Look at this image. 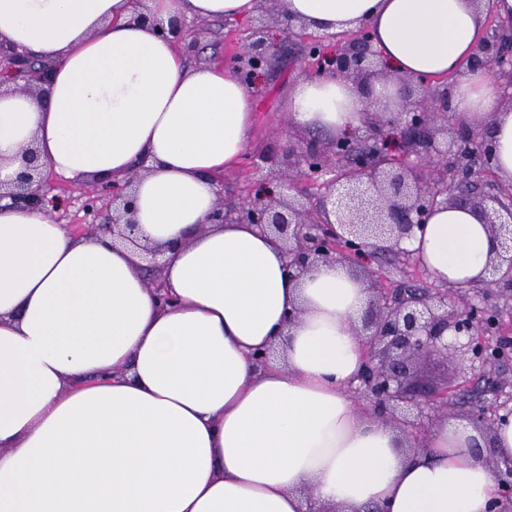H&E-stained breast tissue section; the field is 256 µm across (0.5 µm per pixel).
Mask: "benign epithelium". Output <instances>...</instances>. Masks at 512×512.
<instances>
[{"instance_id": "7a95c632", "label": "benign epithelium", "mask_w": 512, "mask_h": 512, "mask_svg": "<svg viewBox=\"0 0 512 512\" xmlns=\"http://www.w3.org/2000/svg\"><path fill=\"white\" fill-rule=\"evenodd\" d=\"M279 0H260L255 24L239 49L227 60L247 81L255 80L267 67L270 45L262 22L268 5ZM137 19L151 24L165 36H183L182 22L169 24L146 13ZM307 57L317 60L320 71L367 83L374 78L390 79L378 69L368 25L361 24L347 40L342 52L321 54L319 39L306 38ZM9 69L27 78L28 89L41 92L50 66L34 64L30 57L0 47V59ZM512 64V35L497 34L477 45L469 68L490 69ZM397 93L405 102L399 112L366 113V134L333 139L326 147L309 143L285 151L286 168L279 185L289 188L291 169L300 167L321 177L334 169L324 182L320 213L298 200L267 191L266 179L254 182L252 200L218 201L209 214L211 224H252L260 232L281 240L286 268L292 279L304 277L320 263L363 265L377 255L410 260L413 252L404 242L423 231L429 216L441 207H467L487 224L493 239V256L488 276L469 288L391 289L380 278L367 284L369 301L361 314L356 333L364 346V364L353 388L380 421L400 430L410 448L426 446L425 427L413 428V420L435 421L456 416L462 386L423 387L409 381V364L428 355L459 361L481 374L484 386L466 411L473 427L490 449L484 457L498 487V496L512 499V458L496 455L490 448L500 412L512 413V381L498 377V363L512 351V336L500 333L497 297L512 298V178L505 179L495 166L491 139L492 121L480 129L456 121L449 105L455 81L444 85L435 104L423 102L427 81L396 77ZM25 170L7 184H0L15 203L24 207L51 206L58 202L41 191L46 162L30 146L23 152ZM140 176L135 171L122 184L102 190L88 206L96 214L112 212L97 225L135 242L139 224L135 220L133 186ZM150 256L147 270L162 303L170 297L157 280L161 250L143 246Z\"/></svg>"}]
</instances>
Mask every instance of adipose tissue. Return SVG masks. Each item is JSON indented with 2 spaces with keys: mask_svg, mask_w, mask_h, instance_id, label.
<instances>
[{
  "mask_svg": "<svg viewBox=\"0 0 512 512\" xmlns=\"http://www.w3.org/2000/svg\"><path fill=\"white\" fill-rule=\"evenodd\" d=\"M285 5L319 32L368 24L400 74H457L456 116L493 119L494 162L512 177L502 83L466 68L484 37L471 0ZM148 7L166 21L246 19L258 0ZM0 44L53 64L43 95L0 86V181L31 143L65 179L121 181L144 164L135 218L163 248L176 299L160 306L138 248L0 201V512H304L305 487L341 512H489L496 487L471 425L440 422L411 455L345 393L363 367L351 323L368 299L350 266L294 281L276 238L208 223L217 175L248 145L253 85L187 65L132 0H0ZM401 107L390 84L331 73L298 82L285 105L331 138ZM407 247L456 288L483 275L491 241L473 211L441 208ZM269 345L279 362L257 368L252 353Z\"/></svg>",
  "mask_w": 512,
  "mask_h": 512,
  "instance_id": "1",
  "label": "adipose tissue"
}]
</instances>
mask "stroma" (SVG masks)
I'll return each instance as SVG.
<instances>
[{"label":"stroma","instance_id":"35a3bbf8","mask_svg":"<svg viewBox=\"0 0 512 512\" xmlns=\"http://www.w3.org/2000/svg\"><path fill=\"white\" fill-rule=\"evenodd\" d=\"M251 26L248 19L194 21L193 32L180 50L195 63L224 64L228 45ZM315 70V64L303 54L302 39L296 36L275 52L270 64L255 80L258 104L254 127L240 163L219 180V191L225 199L236 202L250 199V187L257 175H268L276 169L282 148L291 142L302 145L314 139V131L290 122L285 103L296 83L314 76ZM45 189L48 195L61 199L53 213L56 222L93 223V216L83 208L85 185L54 178L46 183Z\"/></svg>","mask_w":512,"mask_h":512}]
</instances>
